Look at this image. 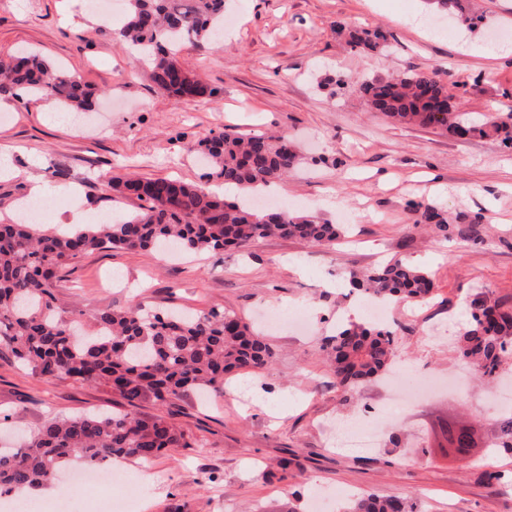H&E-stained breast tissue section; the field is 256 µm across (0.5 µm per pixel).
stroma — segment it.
I'll return each instance as SVG.
<instances>
[{
  "label": "stroma",
  "instance_id": "1",
  "mask_svg": "<svg viewBox=\"0 0 512 512\" xmlns=\"http://www.w3.org/2000/svg\"><path fill=\"white\" fill-rule=\"evenodd\" d=\"M485 20L459 33L425 0H226L233 22L220 40L185 44L181 62L209 93L183 101L159 90L130 48L115 45L86 0H0V57L36 49L103 97L95 111L63 110L50 98L0 100V145L16 171L0 179V224L23 219L34 185H42L41 231L71 230L74 213L124 216L136 200H104L113 174L204 180L184 145L222 132L287 135L299 155L295 171L271 192L283 208L336 222L348 233L333 247L260 238L220 253L158 249L95 250L66 265L56 295L86 313L132 302L197 312L220 308L255 324L258 308L303 307L311 328L266 331L272 363L228 377L223 391L190 392L159 404L129 405L120 395L68 378H40L0 348V448H11L47 419L134 409L181 429L186 447L148 462L129 461L113 488L138 512H324L362 492L413 498L421 512H512V452L495 447L496 412L467 385L421 392L418 374L448 377L463 361L457 339L475 295L512 306V148L496 136L399 124L371 112L346 87L348 77L440 70L458 111L482 117L512 113V0H472ZM381 31L380 52L352 47L336 22ZM439 206L455 224L476 223L474 244L442 239L413 221L417 205ZM390 259L428 270L434 295L395 300V348L408 389L420 391L402 414L399 444L383 440L356 453L336 441L377 403L373 384L342 395L325 362L323 341L360 295L343 275ZM475 424L468 460L437 449L441 423ZM390 421L380 423L389 432ZM429 454L411 458L414 444ZM293 458L287 480H265V466ZM498 472L491 483L486 471Z\"/></svg>",
  "mask_w": 512,
  "mask_h": 512
}]
</instances>
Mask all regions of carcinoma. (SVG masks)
<instances>
[{
  "mask_svg": "<svg viewBox=\"0 0 512 512\" xmlns=\"http://www.w3.org/2000/svg\"><path fill=\"white\" fill-rule=\"evenodd\" d=\"M124 23L107 26L115 41L142 54L158 88L184 100L207 93V87L178 59L186 43L202 45L224 34L226 0H125ZM449 16L473 31L483 17L469 0H437ZM336 33L354 48L387 47L378 30L336 23ZM369 109L396 121L450 130L459 137L486 134V128L512 148V113L507 119L477 123L456 112L448 83L437 71L410 70L396 78L369 77L354 83ZM47 95L68 111H89L95 93L77 77L53 68L39 53L26 51L0 58V96ZM209 165L206 176L227 186L257 192L288 174L297 164L284 135L220 133L188 146ZM113 194L140 201V211L113 224H93L71 233H38L20 221L0 224V345L18 363L41 377H64L103 386L133 404L151 397L164 404L197 389L220 391L224 375L255 374L273 352L264 336L232 312L218 308L187 315L147 310L139 303L122 309H98L83 318L61 308L54 293L59 271L79 255L96 249L131 250L174 245L187 251L244 248L278 235L312 244L333 245L339 224L284 209L259 212L248 200L229 201L202 183L170 177L141 178L115 174L103 183ZM416 224H431L443 239L467 230L448 223L438 206L419 205ZM349 285L382 299L423 302L433 293L430 275L401 261L369 272H351ZM468 328L459 350L475 362L480 378L496 379L512 354V307L471 301ZM395 331L348 323L325 338L336 388L343 392L386 372L394 358ZM498 447L512 451V416L501 419ZM459 448H474L476 433L466 421L455 423ZM187 446L184 433L163 416L131 412L53 419L34 431L19 448L0 451V496L35 489L52 480L72 459L91 465L114 457L147 462L164 450ZM339 512H418L406 497L358 494Z\"/></svg>",
  "mask_w": 512,
  "mask_h": 512,
  "instance_id": "1",
  "label": "carcinoma"
}]
</instances>
